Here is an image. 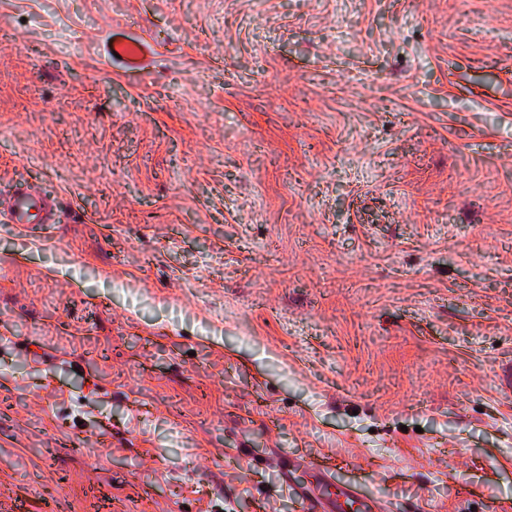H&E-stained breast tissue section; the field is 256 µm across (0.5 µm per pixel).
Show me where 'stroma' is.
I'll return each mask as SVG.
<instances>
[{"label": "stroma", "mask_w": 512, "mask_h": 512, "mask_svg": "<svg viewBox=\"0 0 512 512\" xmlns=\"http://www.w3.org/2000/svg\"><path fill=\"white\" fill-rule=\"evenodd\" d=\"M0 31V512H512V0ZM0 218L9 224H54L59 217L54 199L26 184L8 197L6 212L1 208Z\"/></svg>", "instance_id": "1"}]
</instances>
